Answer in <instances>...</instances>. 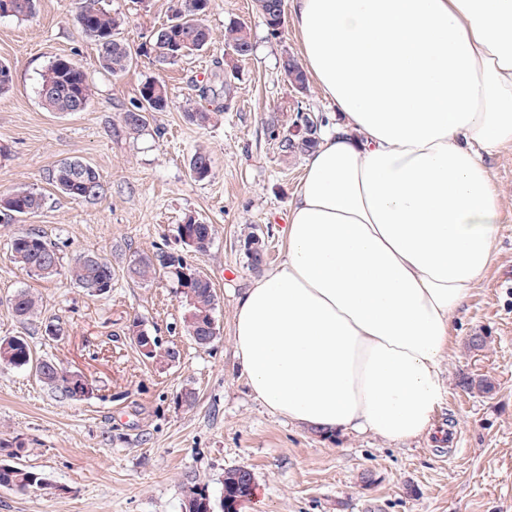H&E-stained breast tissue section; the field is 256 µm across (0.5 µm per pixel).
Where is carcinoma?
<instances>
[{"label":"carcinoma","instance_id":"carcinoma-1","mask_svg":"<svg viewBox=\"0 0 512 512\" xmlns=\"http://www.w3.org/2000/svg\"><path fill=\"white\" fill-rule=\"evenodd\" d=\"M12 16L28 18L35 14L37 0H10ZM256 6L265 19L271 33H277L276 20L285 15V0H256ZM209 0H174L172 14L168 22L157 29L150 47L144 55L160 66L170 65L183 57L207 47L213 39L212 31L204 23ZM78 23L81 32L94 42L100 64L105 72L119 77L129 68L132 53L129 46L119 38L121 18L113 15L103 4V0H81ZM253 45L246 26L232 20L224 29V52L232 61L248 57ZM281 70L298 94H304L308 87L307 74L295 57H283ZM38 96L44 109L49 112L70 113L76 104L88 106L91 88L85 71L72 60L58 57L53 60L41 75ZM168 107V94L165 84L159 80L147 81L139 89V103L134 111L121 113L123 128L130 134L139 132L147 122L151 112H163ZM187 118L198 125L212 121L215 113L197 106L191 100L186 107ZM296 131L282 137L274 134L279 154L285 158L307 154L318 143L320 124L309 113L297 110ZM190 171L198 180L211 175L212 160L208 152L196 151L190 159ZM52 181L56 190L71 199H95L102 195L103 187L97 170L89 163L74 159L60 162L53 171ZM44 197L32 190H18L6 197H0V209L13 214L27 215L42 208ZM185 230L196 235L201 241V251L209 248L214 225L201 224L188 218ZM12 260L28 273L49 278L61 272V258L55 248L42 235L35 231L20 232L11 241ZM130 275L148 282L157 277L164 278L175 288L182 299V328L184 333L200 347L209 346L215 336L212 323L217 298L212 282L202 272L196 270L185 255L167 254L162 249L136 258L129 269ZM67 277L77 287L96 295H104L112 290V263L105 257L87 254L76 257L67 268ZM38 301L26 290L19 291L11 301L15 316L28 320L38 312ZM142 321L135 318L128 326V336L140 354L147 360L167 366L178 359L177 353L163 348L155 342V336L141 330ZM35 365L37 375L48 387L62 395L82 400L92 393L91 387L73 386V371L51 359L34 362L28 342L20 337L0 340V365L22 368ZM462 386L482 394L491 393L494 381L487 375L465 377ZM47 485L41 474L15 464L0 461V488L20 492L38 489ZM251 479L247 473L236 468L224 473L221 494L251 493Z\"/></svg>","mask_w":512,"mask_h":512}]
</instances>
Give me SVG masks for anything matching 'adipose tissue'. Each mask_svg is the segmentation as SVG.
Here are the masks:
<instances>
[{
	"label": "adipose tissue",
	"mask_w": 512,
	"mask_h": 512,
	"mask_svg": "<svg viewBox=\"0 0 512 512\" xmlns=\"http://www.w3.org/2000/svg\"><path fill=\"white\" fill-rule=\"evenodd\" d=\"M341 116L309 155L280 264L237 302L254 397L324 433L429 434L453 320L494 259L487 159L512 146V0H290Z\"/></svg>",
	"instance_id": "adipose-tissue-1"
}]
</instances>
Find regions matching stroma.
<instances>
[{
  "mask_svg": "<svg viewBox=\"0 0 512 512\" xmlns=\"http://www.w3.org/2000/svg\"><path fill=\"white\" fill-rule=\"evenodd\" d=\"M171 0H104L124 24L121 38L134 56L115 78L99 66L94 43L77 23L78 0H38L28 19L0 16V61L13 85L0 94V195L41 193L42 209L0 216V339L24 337L34 355L81 372L93 388L71 400L51 391L28 368L0 367V460L43 473L47 490L0 488V512H182L187 476L219 492L225 471L254 476L241 512H512V149L489 160L500 193L502 223L495 258L453 325L443 364L447 397L434 434L394 443L375 434H320L273 412L251 394L235 356L232 325L238 298L258 278L246 256L248 233L276 266L286 245L282 229L301 180L305 157L282 159L271 128L286 131L304 109L334 121V107L316 83L297 95L280 68L283 53L299 54L291 26L271 36L253 0H211V44L160 66L141 49L169 16ZM243 22L254 44L237 69L224 62V27ZM66 56L86 72V110L42 108L41 75ZM234 72L225 81L226 72ZM162 81L166 111L126 133L120 115L136 104L146 81ZM232 93H225V86ZM228 102L210 125L188 120V97ZM208 150L212 173L194 179L189 162ZM65 159L94 166L104 186L93 200L75 201L53 186ZM214 225L204 253L189 261L212 282L218 333L198 347L181 329L182 308L162 279L132 280L138 255L181 250L177 227L187 217ZM33 230L51 242L63 263L95 253L112 263V290L97 296L58 275H28L10 259L15 235ZM38 296L42 314L17 318L10 302L20 290ZM140 319L180 358L159 366L127 336ZM59 335L48 334V326ZM485 337L481 350L471 336ZM491 376L493 392L463 389L464 376ZM193 389L192 407L177 396Z\"/></svg>",
  "mask_w": 512,
  "mask_h": 512,
  "instance_id": "35a3bbf8",
  "label": "stroma"
}]
</instances>
